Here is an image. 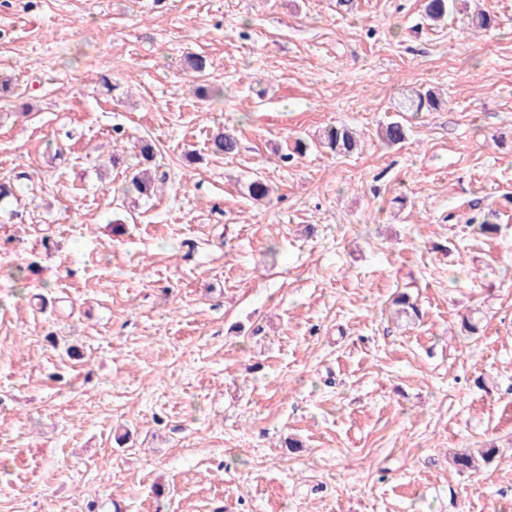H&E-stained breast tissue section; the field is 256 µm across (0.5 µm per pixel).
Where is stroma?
I'll use <instances>...</instances> for the list:
<instances>
[{"mask_svg": "<svg viewBox=\"0 0 512 512\" xmlns=\"http://www.w3.org/2000/svg\"><path fill=\"white\" fill-rule=\"evenodd\" d=\"M356 4L0 0V512H512V0ZM426 16L435 21H441L444 17L461 11L466 8L465 0H426L425 1ZM460 2V3H459ZM443 101L433 88H407L395 103V112H433L441 108ZM317 143L319 146L328 148L336 154L352 153L358 146L354 133L347 127L325 130Z\"/></svg>", "mask_w": 512, "mask_h": 512, "instance_id": "1", "label": "stroma"}]
</instances>
